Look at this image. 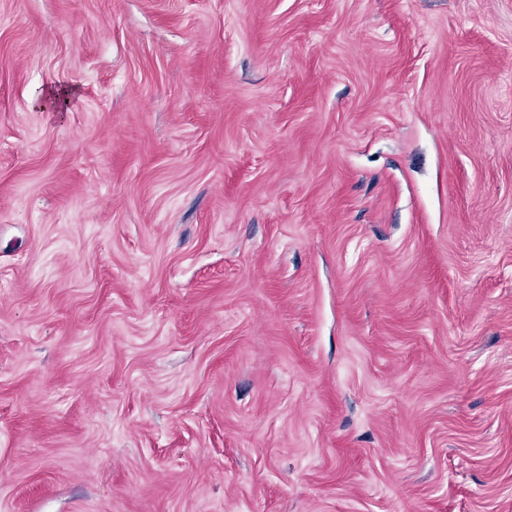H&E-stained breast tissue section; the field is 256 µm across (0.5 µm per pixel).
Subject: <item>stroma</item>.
<instances>
[{
    "label": "stroma",
    "instance_id": "obj_1",
    "mask_svg": "<svg viewBox=\"0 0 512 512\" xmlns=\"http://www.w3.org/2000/svg\"><path fill=\"white\" fill-rule=\"evenodd\" d=\"M0 512H512V0H0Z\"/></svg>",
    "mask_w": 512,
    "mask_h": 512
}]
</instances>
